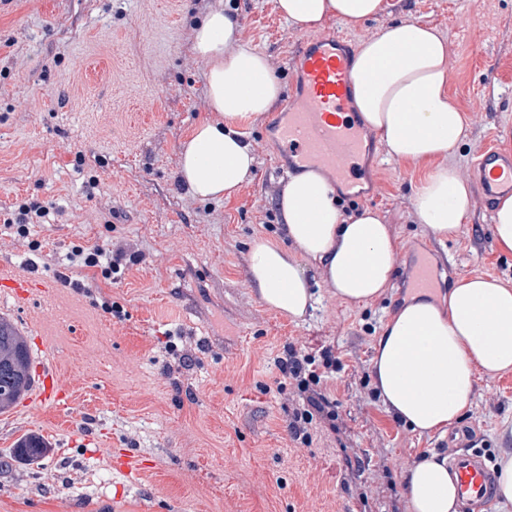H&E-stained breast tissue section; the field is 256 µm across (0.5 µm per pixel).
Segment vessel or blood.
Here are the masks:
<instances>
[{
  "label": "vessel or blood",
  "instance_id": "obj_1",
  "mask_svg": "<svg viewBox=\"0 0 512 512\" xmlns=\"http://www.w3.org/2000/svg\"><path fill=\"white\" fill-rule=\"evenodd\" d=\"M352 65L349 40L341 32L303 40L290 62L293 90L288 110L277 124L288 168H318L348 192L357 185L356 168L366 151L354 116ZM471 172L485 205L512 194V155L494 146L486 147L472 163ZM0 289L20 301L45 291L46 285L0 268ZM35 378L36 403L67 408L70 393L52 360L36 363ZM473 441L469 433L457 443L449 467L457 477L463 512H491L492 474L475 451Z\"/></svg>",
  "mask_w": 512,
  "mask_h": 512
}]
</instances>
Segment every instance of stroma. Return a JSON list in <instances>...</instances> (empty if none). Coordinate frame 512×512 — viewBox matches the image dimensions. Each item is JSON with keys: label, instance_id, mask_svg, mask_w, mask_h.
<instances>
[{"label": "stroma", "instance_id": "obj_1", "mask_svg": "<svg viewBox=\"0 0 512 512\" xmlns=\"http://www.w3.org/2000/svg\"><path fill=\"white\" fill-rule=\"evenodd\" d=\"M385 2L381 15L347 29L350 46L408 19L447 39L449 99L467 138L445 163L465 173L489 144L512 152V0ZM221 6L236 10L281 92L241 126L253 173L231 197L201 201L177 169L193 126L210 116L194 27ZM339 26L328 17L297 29L274 0H0V265L52 283L24 304L5 298L0 318L33 358L52 355L72 393L67 429L47 406L21 402L0 414V512H409L407 467L443 454L448 436L412 432L387 410L375 346L414 297L411 272L430 247L454 262L425 294L442 308L461 276L512 287V255L497 248L480 197L456 234L421 224L414 193L430 164L395 160L367 129L363 195L338 206L373 208L387 225L396 244L389 287L351 303L308 260L315 301L303 317L260 300L247 276L252 245H292L277 208L291 173L274 130L291 90L289 59L303 39ZM28 199L57 211L22 236L4 221ZM109 242L143 261L115 280L64 268L73 246ZM113 302L123 317L105 311ZM169 342L194 363L173 369ZM290 344L329 347L340 363L322 385L338 417L314 419L305 443L289 434L300 399L276 366ZM455 426L478 428L479 451L497 466L512 450V371L479 374ZM30 434L47 450L28 463L16 444ZM128 454L143 460L139 475L123 469Z\"/></svg>", "mask_w": 512, "mask_h": 512}]
</instances>
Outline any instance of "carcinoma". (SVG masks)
<instances>
[{
    "instance_id": "cac0c4a2",
    "label": "carcinoma",
    "mask_w": 512,
    "mask_h": 512,
    "mask_svg": "<svg viewBox=\"0 0 512 512\" xmlns=\"http://www.w3.org/2000/svg\"><path fill=\"white\" fill-rule=\"evenodd\" d=\"M33 383L31 355L26 339L16 327L0 319V413L10 410ZM46 447L44 440L30 435L17 448L28 457H38Z\"/></svg>"
}]
</instances>
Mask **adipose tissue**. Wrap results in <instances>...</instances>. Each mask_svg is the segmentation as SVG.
Here are the masks:
<instances>
[{"mask_svg":"<svg viewBox=\"0 0 512 512\" xmlns=\"http://www.w3.org/2000/svg\"><path fill=\"white\" fill-rule=\"evenodd\" d=\"M383 0H275L293 26L317 27L333 16L357 27L374 18ZM192 52L208 64L210 119L183 145L178 178L200 200L238 191L254 155L240 121L268 111L280 86L267 57L244 44L234 11H210L194 31ZM452 64L447 41L429 26L401 21L363 41L352 68L354 107L385 141L391 156L421 162L466 138V123L449 100ZM472 190L454 166L430 173L414 195L417 216L433 233L459 230ZM287 238L301 256L267 240L254 244L248 276L261 300L282 314L303 316L313 299L301 257L318 261L337 296L364 303L388 288L396 245L376 212L342 221L327 179L308 170L289 178L278 203ZM378 393L413 430L445 431L474 401L478 373L512 370V288L498 279L458 278L447 309L406 303L386 324L372 359ZM410 512H456L457 486L447 461L430 456L405 472Z\"/></svg>","mask_w":512,"mask_h":512,"instance_id":"ef3b65f1","label":"adipose tissue"}]
</instances>
